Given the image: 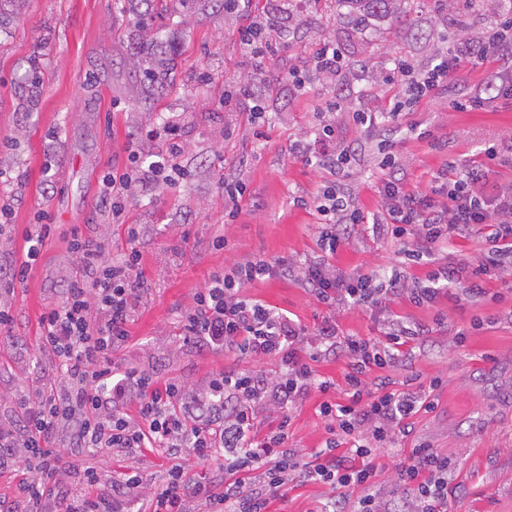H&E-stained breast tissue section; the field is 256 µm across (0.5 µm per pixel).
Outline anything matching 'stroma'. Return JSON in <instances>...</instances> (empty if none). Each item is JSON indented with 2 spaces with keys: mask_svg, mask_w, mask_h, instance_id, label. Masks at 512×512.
<instances>
[{
  "mask_svg": "<svg viewBox=\"0 0 512 512\" xmlns=\"http://www.w3.org/2000/svg\"><path fill=\"white\" fill-rule=\"evenodd\" d=\"M267 11L277 14L281 28L274 54L261 60L243 55L237 28ZM404 11V26L381 21L359 32L332 0H242L229 14L215 0H188L144 28L137 7L120 11L115 0H26L14 20L0 26V168L11 176L0 184V201L11 209L9 238L0 241V272L24 260L35 225L54 227L26 281L0 296L13 315L10 332L0 334V424H18L20 401L56 379L54 359L39 348L41 317L60 303L78 270L72 232L106 240L114 257L128 246L126 225H144L137 248L148 287L134 301L129 337L112 358L122 368L200 387L239 365L234 353L195 348L176 322L210 275L224 268L226 253L215 240L227 237L245 257L305 260L320 253L312 199L331 174L306 162L295 145L324 118L335 121L341 142L361 146L340 179L368 216L380 211L381 150L395 155L407 189L417 191L428 189L448 165H467L512 134V100L481 109L448 107L449 98L465 100L484 90L498 69L492 60L452 74L446 92L391 121L387 148L347 120L365 101L383 106L402 94L395 61L427 68L457 35L478 34L496 15L489 0H454L447 11L438 0H406ZM146 35L175 63L173 83L151 101L135 65ZM325 42L335 45L346 68L333 81L294 90L289 70L307 69ZM33 72L39 82L30 106L26 80ZM251 76L259 80L267 112L259 131L250 122L251 100L238 93ZM230 94L237 101L228 110L224 99ZM163 113L183 127L182 184L136 195L124 223H113L100 203L99 182L111 170L125 169L129 141H139L147 159L165 151L164 138L147 135ZM227 178L246 185L230 225L221 188ZM395 258L394 244L364 230L332 262L350 273L380 270ZM485 286L490 296L503 293L502 302L444 295L430 307L406 300L392 306L410 323L430 326L444 313L449 325L469 331L461 347L442 331L419 337L411 361L393 379L429 390L434 407L413 416L410 435L377 449L374 459L376 480L388 489L408 449L423 444L448 456L457 487L453 512H512V280L492 278ZM246 292L310 331L332 313L287 279L257 281ZM332 314L341 335L376 339L382 333L374 311L340 307ZM476 319L482 326L474 330ZM317 369L335 387L300 402L288 429L289 447L310 455L328 437L318 407L325 397H342L348 367L330 357Z\"/></svg>",
  "mask_w": 512,
  "mask_h": 512,
  "instance_id": "1",
  "label": "stroma"
}]
</instances>
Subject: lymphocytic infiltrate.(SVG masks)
Here are the masks:
<instances>
[{"label": "lymphocytic infiltrate", "instance_id": "obj_1", "mask_svg": "<svg viewBox=\"0 0 512 512\" xmlns=\"http://www.w3.org/2000/svg\"><path fill=\"white\" fill-rule=\"evenodd\" d=\"M502 9L507 19L492 24L480 37H458L423 72L405 62L396 64L406 84L405 98L385 112L367 102L362 110L349 113V120L373 132L385 130L405 108L436 94L460 66L492 57L506 70L472 103L483 107L511 98L512 0ZM156 132L169 144L166 153L148 162L138 150H130L124 172L102 180L101 198L113 222H121L132 189L152 184L174 188L183 176L179 121L163 119ZM298 150L305 160L336 170L355 153L352 145L337 140L332 123L322 124L313 141ZM511 153L512 139L502 138L485 148L480 160L437 177L425 192L406 191L395 157L384 156L377 185L380 216L367 218L338 181L319 191L323 259L230 256L223 271L213 273L195 294L179 322L199 349L277 360L280 372L272 378L240 368L217 373L206 386L193 389L133 367H115L112 353L127 341L131 305L146 285L136 248L144 227L127 225L130 247L113 261L105 258L107 242L72 236L70 248L79 271L61 303L42 318L40 347L53 356L60 384L23 403L22 439L0 428V469L24 465L33 471L18 482L15 503H1L0 512H133L143 497L151 504L150 512H189L192 502L203 505L204 512H268L288 490L309 483L327 490L323 512H448V499L456 490L447 456L425 445L412 448L398 465L395 485L388 492L377 485L373 464L375 449L394 444L408 431L414 414L431 409L419 391L392 389L391 374L411 357L412 341L430 335L432 327H447V316L437 315L431 327L387 317L378 340L340 337L335 318L328 316L309 334L287 315L249 298L245 288L257 280L283 277L327 308L341 304L383 312L402 298L432 306L453 288L475 299L501 301V294H488L484 282L512 268V184L500 186L491 197L482 187L491 165ZM364 223L370 224L373 236L398 244V259L383 272L343 273L329 257L350 244ZM486 223L492 232L480 256L464 263L445 262L455 240ZM409 264L430 265L427 279L408 276ZM330 356L347 363L345 398L320 404L329 437L325 448L308 461L289 447L288 428L300 401L312 391L331 389V381L317 370ZM63 432L72 447L81 450L107 448L133 458L142 449L160 448L176 463L159 489L148 490L133 466L106 487L96 468L74 472L62 466L54 443ZM185 454L216 468V475L202 478L179 465ZM351 488L357 497H348Z\"/></svg>", "mask_w": 512, "mask_h": 512}]
</instances>
